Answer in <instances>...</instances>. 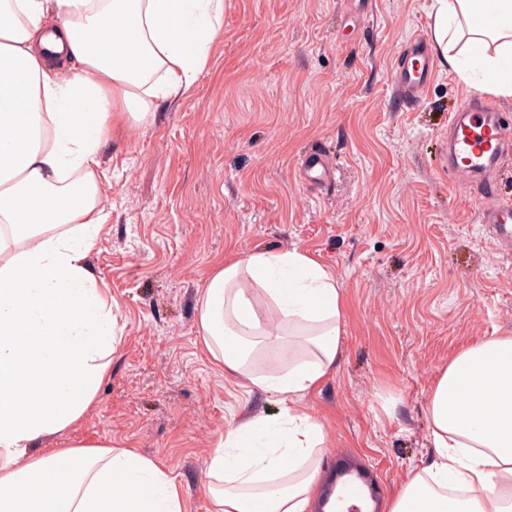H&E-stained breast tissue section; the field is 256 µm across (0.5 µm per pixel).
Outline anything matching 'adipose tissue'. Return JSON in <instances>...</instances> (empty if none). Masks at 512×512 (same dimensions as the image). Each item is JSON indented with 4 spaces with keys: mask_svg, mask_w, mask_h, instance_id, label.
<instances>
[{
    "mask_svg": "<svg viewBox=\"0 0 512 512\" xmlns=\"http://www.w3.org/2000/svg\"><path fill=\"white\" fill-rule=\"evenodd\" d=\"M430 15L459 78L512 98V0H434ZM223 20L224 0H0V512H29L16 494L26 483L45 489L41 512H184L174 477L134 449L31 450L79 421L117 342L88 263L105 222L101 151L113 127L144 122L195 82ZM341 306L334 274L297 249L213 273L200 299L206 347L283 409L226 431L209 466L211 512H308L325 438L301 401L341 358ZM287 336L308 358L294 360ZM265 349L287 371L249 375ZM24 358L41 367L32 397L17 384ZM426 416L437 459L390 512H512V336L450 360Z\"/></svg>",
    "mask_w": 512,
    "mask_h": 512,
    "instance_id": "ef3b65f1",
    "label": "adipose tissue"
}]
</instances>
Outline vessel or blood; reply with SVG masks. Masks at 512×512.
<instances>
[{"label":"vessel or blood","instance_id":"obj_1","mask_svg":"<svg viewBox=\"0 0 512 512\" xmlns=\"http://www.w3.org/2000/svg\"><path fill=\"white\" fill-rule=\"evenodd\" d=\"M434 75V59L425 39L410 38L400 54L391 80L403 106H412ZM448 166L465 176L484 181L479 212L488 224L496 250L512 252V201L501 198L495 169L501 155L512 148V126L506 124L498 104L465 99L448 123ZM300 179L315 188L327 185L332 171L323 154L317 153L299 167Z\"/></svg>","mask_w":512,"mask_h":512}]
</instances>
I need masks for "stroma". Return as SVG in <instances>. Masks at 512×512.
I'll list each match as a JSON object with an SVG mask.
<instances>
[{"label":"stroma","instance_id":"obj_1","mask_svg":"<svg viewBox=\"0 0 512 512\" xmlns=\"http://www.w3.org/2000/svg\"><path fill=\"white\" fill-rule=\"evenodd\" d=\"M431 0H224L223 33L193 85L113 130L97 178L108 213L89 261L120 333L82 418L52 440L132 448L170 472L185 512H210L225 430L277 418L279 397L226 377L206 349L213 271L299 249L343 290L342 356L303 400L322 427L316 494L365 470L379 512L435 459L425 406L449 360L512 335V262L448 168V118L471 88L436 64L403 109L390 71L431 37ZM328 189L303 185L315 151Z\"/></svg>","mask_w":512,"mask_h":512}]
</instances>
